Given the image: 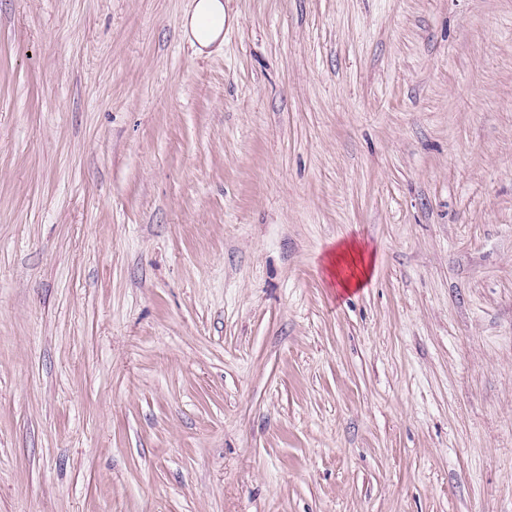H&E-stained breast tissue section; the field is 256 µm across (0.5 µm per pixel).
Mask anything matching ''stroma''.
<instances>
[{
    "mask_svg": "<svg viewBox=\"0 0 512 512\" xmlns=\"http://www.w3.org/2000/svg\"><path fill=\"white\" fill-rule=\"evenodd\" d=\"M193 6L0 0V512H512V0ZM223 0H197L194 9L185 21L184 31L197 50L203 53L213 48L219 49L224 34ZM364 250L355 242H343L336 249V262L330 261L328 270L336 279V287L345 292L360 288L368 278L370 266L364 261ZM341 260L347 263L350 273L343 274L340 269Z\"/></svg>",
    "mask_w": 512,
    "mask_h": 512,
    "instance_id": "obj_1",
    "label": "stroma"
}]
</instances>
